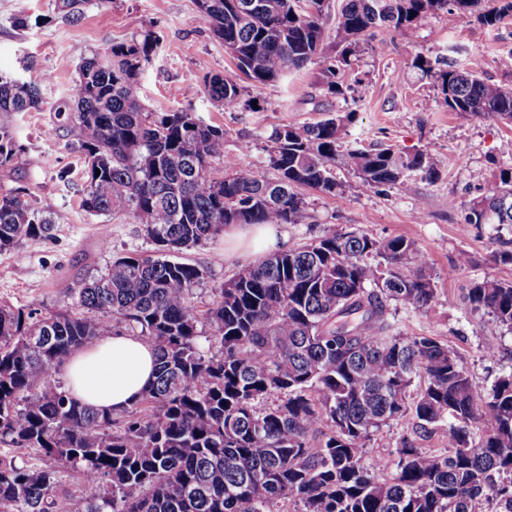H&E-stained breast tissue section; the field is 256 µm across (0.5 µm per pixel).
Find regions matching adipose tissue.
Segmentation results:
<instances>
[{
  "instance_id": "ef3b65f1",
  "label": "adipose tissue",
  "mask_w": 512,
  "mask_h": 512,
  "mask_svg": "<svg viewBox=\"0 0 512 512\" xmlns=\"http://www.w3.org/2000/svg\"><path fill=\"white\" fill-rule=\"evenodd\" d=\"M224 239L230 251L254 255L267 253L278 242L274 224L229 227ZM156 353L140 337L129 333L101 337L80 350L62 366L71 397L97 409L121 413L154 379Z\"/></svg>"
}]
</instances>
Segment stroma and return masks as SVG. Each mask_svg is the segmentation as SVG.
I'll use <instances>...</instances> for the list:
<instances>
[{
    "label": "stroma",
    "mask_w": 512,
    "mask_h": 512,
    "mask_svg": "<svg viewBox=\"0 0 512 512\" xmlns=\"http://www.w3.org/2000/svg\"><path fill=\"white\" fill-rule=\"evenodd\" d=\"M54 12L55 0H0V72L23 73L39 85L43 99L41 110L14 117L23 149L10 166L0 167V196L23 188L43 218L65 217L51 237L0 252V303L60 307L72 302L73 288L104 270L113 256L153 251V243L129 217L93 215L82 208L77 131L54 112L83 58L150 29L160 35L163 49L140 75L143 104L158 111L187 108L221 126L224 151L239 167H260L262 147L275 128L315 121L326 112H355L345 148L382 143L434 153L439 179L416 180L409 193L369 188L337 169L341 190L333 195L305 191L302 223L285 224L281 230L291 247L328 229L361 230L379 240H414L422 260L438 275L437 299L423 313L390 306V319L408 335L431 336L454 348L479 393L512 371V331L501 330L497 356L485 357V320L465 301L472 282L512 281V263L499 259L501 251H512V226L464 221L468 202L488 186L499 166L512 162V125L448 111L438 89L412 66L418 55L443 57L488 81L512 84V74L500 65L502 56L512 52V19L490 28L443 10L407 35L380 29L366 38L353 69L346 71L343 94H326L318 67L311 64L274 83L246 84L245 97L255 101V108L228 111L201 89L204 78L234 75L236 67L213 36L197 0H108L102 7L91 2L75 24L59 20L32 29L14 24L20 16ZM224 247L219 236L181 255L183 261L211 270L197 293L198 308H205L213 289L248 260L244 253L225 255ZM463 252L471 262L454 271ZM404 437L424 448L447 446L443 430L423 433L407 419L384 427L369 442L366 461L386 456Z\"/></svg>",
    "instance_id": "stroma-1"
}]
</instances>
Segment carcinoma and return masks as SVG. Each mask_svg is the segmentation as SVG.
<instances>
[{
  "label": "carcinoma",
  "mask_w": 512,
  "mask_h": 512,
  "mask_svg": "<svg viewBox=\"0 0 512 512\" xmlns=\"http://www.w3.org/2000/svg\"><path fill=\"white\" fill-rule=\"evenodd\" d=\"M88 3L56 0V18L76 21ZM197 3L237 69L205 91L232 110L250 107L241 79L265 85L309 64L326 94H343L360 42L379 28L407 33L446 8L483 26L512 18V0H345L331 56L329 0ZM159 48L146 30L84 58L55 107L77 130L84 210L130 216L156 251L113 257L58 309L0 304V512H478L484 501L512 512V372L481 395L455 350L387 317L392 303L425 312L437 297L413 240L327 230L239 265L203 312L195 294L210 268L176 259L231 224L301 223L299 189L336 194L338 164L364 186L406 193L418 176L439 177L434 155L344 152L356 112H329L273 130L268 180L224 154L222 127L145 108L139 75ZM412 66L449 111L512 123L511 85L423 56ZM41 103L36 84L0 73V167L22 150L12 115ZM465 223L512 225V165ZM52 230L28 193L0 197L1 252ZM466 299L489 317L483 335L512 330V282L475 281ZM114 332L158 355L154 382L117 415L80 404L59 377L72 352ZM404 419L445 428L447 448L403 438L367 464V443ZM64 470L89 494L65 490Z\"/></svg>",
  "instance_id": "cac0c4a2"
}]
</instances>
